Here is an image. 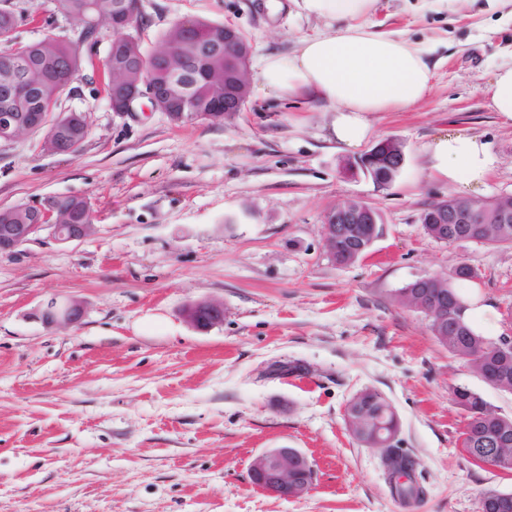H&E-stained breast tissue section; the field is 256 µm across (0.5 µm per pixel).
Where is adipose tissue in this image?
<instances>
[{"label": "adipose tissue", "instance_id": "ef3b65f1", "mask_svg": "<svg viewBox=\"0 0 512 512\" xmlns=\"http://www.w3.org/2000/svg\"><path fill=\"white\" fill-rule=\"evenodd\" d=\"M375 0H300L307 17L328 32L298 40L293 52L265 55L253 81L283 98L306 97L334 112L336 140L356 147L371 134L369 112L409 109L432 89L426 49L402 35L381 34L371 19ZM432 175L449 186L482 184L496 164L478 136L452 133L428 144Z\"/></svg>", "mask_w": 512, "mask_h": 512}]
</instances>
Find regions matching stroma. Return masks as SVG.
Masks as SVG:
<instances>
[{"mask_svg": "<svg viewBox=\"0 0 512 512\" xmlns=\"http://www.w3.org/2000/svg\"><path fill=\"white\" fill-rule=\"evenodd\" d=\"M30 17L22 42L79 27L53 0H10ZM182 18L238 28L254 58L323 32L296 0H142L145 52ZM379 31L424 44L435 65L425 100L371 112V136L347 148L334 114L254 87L242 111L181 125L141 101L113 111L100 67L82 69L59 112L85 111L73 153L27 134L0 145V209L79 195L94 232L61 244L49 233L0 255V512H477L483 490L512 475L478 465L460 445L451 389L475 391L512 415L499 390L449 354L424 313L397 301L409 283L481 272L456 287L487 305L480 326L512 330V247L445 244L425 235L430 205L455 195H512V124L484 88L512 63V7L503 0H377ZM455 132L480 135L497 162L474 189L431 176L424 151ZM397 139L405 164L377 190L342 164ZM350 197L375 206L382 232L369 253L336 265L324 217ZM83 307L74 325L37 318L48 300ZM224 305L207 331L184 309ZM371 388L393 405L396 443L415 462L418 502L393 495L377 449L347 430V402ZM296 448L314 464L308 493L271 496L249 477L255 456Z\"/></svg>", "mask_w": 512, "mask_h": 512, "instance_id": "obj_1", "label": "stroma"}]
</instances>
